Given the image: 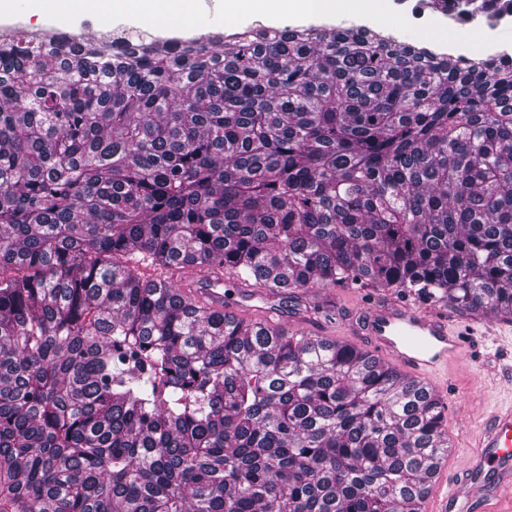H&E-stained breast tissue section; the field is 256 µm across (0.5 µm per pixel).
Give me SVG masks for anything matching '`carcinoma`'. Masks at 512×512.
I'll use <instances>...</instances> for the list:
<instances>
[{"label":"carcinoma","instance_id":"cac0c4a2","mask_svg":"<svg viewBox=\"0 0 512 512\" xmlns=\"http://www.w3.org/2000/svg\"><path fill=\"white\" fill-rule=\"evenodd\" d=\"M0 39V512H418L441 400L155 270L512 316V55L352 28ZM344 288H351L347 295L338 290L343 288L336 287L327 288L325 290H309L312 292V294L307 295L306 298L309 302H318L319 300H321V298H324L331 293H335V301H337V303H335V307H338L339 311H343L345 310L346 307L356 308L355 305H361V300L365 298L366 295H376L377 293L382 292L390 293L397 298L403 297L396 291L391 290L389 288H352L351 286H346ZM336 290H338L337 297Z\"/></svg>","mask_w":512,"mask_h":512}]
</instances>
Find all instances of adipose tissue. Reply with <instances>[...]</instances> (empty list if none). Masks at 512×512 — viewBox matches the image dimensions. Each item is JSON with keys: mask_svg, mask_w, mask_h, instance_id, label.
Returning a JSON list of instances; mask_svg holds the SVG:
<instances>
[{"mask_svg": "<svg viewBox=\"0 0 512 512\" xmlns=\"http://www.w3.org/2000/svg\"><path fill=\"white\" fill-rule=\"evenodd\" d=\"M77 13L105 14L116 8L133 15L147 24H176L190 9L195 0H72ZM383 0H224V15L236 19L243 15L277 17L283 14H303L323 6L330 12L352 10L361 14H376Z\"/></svg>", "mask_w": 512, "mask_h": 512, "instance_id": "1", "label": "adipose tissue"}]
</instances>
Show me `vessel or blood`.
Returning <instances> with one entry per match:
<instances>
[{"label":"vessel or blood","mask_w":512,"mask_h":512,"mask_svg":"<svg viewBox=\"0 0 512 512\" xmlns=\"http://www.w3.org/2000/svg\"><path fill=\"white\" fill-rule=\"evenodd\" d=\"M171 280L188 284L199 301L229 319L299 335L351 336L364 340L374 355L389 359L432 393L444 392L439 377L463 362L467 344L461 327L447 312L435 313L408 299H376L349 318L310 324L301 316L284 318L276 306L256 305L260 289L247 287L230 271L201 276L174 269ZM432 484L445 485L434 512H512V403L490 411L473 436V449L449 469L440 461Z\"/></svg>","instance_id":"1"}]
</instances>
